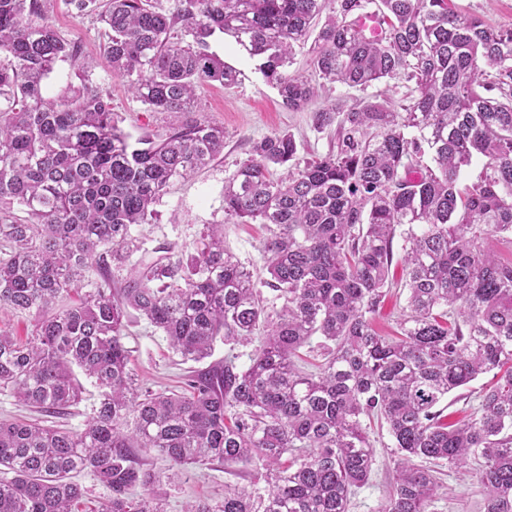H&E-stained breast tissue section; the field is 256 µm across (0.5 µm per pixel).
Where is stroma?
<instances>
[{
  "mask_svg": "<svg viewBox=\"0 0 512 512\" xmlns=\"http://www.w3.org/2000/svg\"><path fill=\"white\" fill-rule=\"evenodd\" d=\"M51 21L63 35L81 42L83 55L93 63L95 78L111 95L112 107L125 132L136 136L142 129L165 125L166 116L147 111L128 92L124 80L114 76L102 59L100 44L104 32L93 17H76L65 0H58ZM211 50L241 72L240 82L234 88L212 83L197 91L196 111L224 126V152L192 177L174 181L157 206L161 214L159 223L139 228L138 235L149 252L166 242L188 248L204 225L220 223L224 226L225 246L259 275L263 272L265 229L260 224H238L226 219L225 180L248 159L254 142L274 133L293 134L297 144L296 161L300 164L334 150L336 129H316L313 115L315 111L333 106L347 108L360 94L336 85L321 90L308 110L291 112L281 106L276 90L265 84L256 60L241 51L232 38L215 39ZM402 256V249H395L391 265L395 283L375 320L376 328L385 335L394 334L405 313ZM124 342L131 352V366L141 382L155 391H180L191 365L173 352L161 331L135 315ZM372 439L376 449L373 471L369 482L352 495L350 512H378L393 482L392 440L384 430L375 432ZM443 482L433 512H482L483 495L473 470L450 471ZM247 483L246 469L240 465L229 472L217 463L187 468L167 488L166 512H184L188 504L221 499L225 485Z\"/></svg>",
  "mask_w": 512,
  "mask_h": 512,
  "instance_id": "1",
  "label": "stroma"
}]
</instances>
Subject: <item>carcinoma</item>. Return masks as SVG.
Segmentation results:
<instances>
[{"label": "carcinoma", "mask_w": 512, "mask_h": 512, "mask_svg": "<svg viewBox=\"0 0 512 512\" xmlns=\"http://www.w3.org/2000/svg\"><path fill=\"white\" fill-rule=\"evenodd\" d=\"M53 2L0 0V310L34 315L24 339L0 331V390L47 415L0 417V512H73L84 471L110 492L100 512H166L163 483L214 462L249 466V485L186 512H349L374 425L397 472L380 512H430L444 465L473 467L484 512H512V262L488 244L512 236V28L449 0H65L105 25L101 53L132 96L173 117L134 139L80 42L50 22ZM365 13L374 39L356 30ZM217 33L261 60L291 112L327 85L410 84L401 112L371 97L317 112V128L338 124L337 150L302 168L292 134L254 142L224 214L264 225L259 281L222 224L156 257L134 235L174 179L224 151V127L193 111L197 87L239 81L210 52ZM310 38L316 81L285 70ZM59 62L79 84L49 97ZM476 156L480 181L463 190ZM401 226L409 312L382 336ZM131 310L182 360L219 342L224 360L189 371L179 394L143 387L124 343ZM258 331L242 366L237 346ZM315 338L322 363L303 371L294 358ZM76 367L98 399L74 428L51 418L82 401ZM490 372L469 418L444 421L438 404Z\"/></svg>", "instance_id": "1"}]
</instances>
